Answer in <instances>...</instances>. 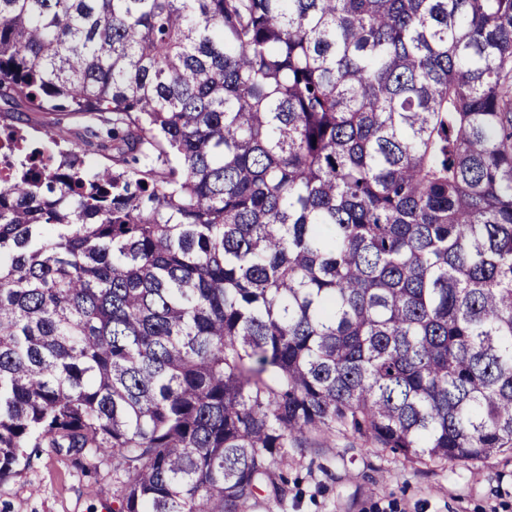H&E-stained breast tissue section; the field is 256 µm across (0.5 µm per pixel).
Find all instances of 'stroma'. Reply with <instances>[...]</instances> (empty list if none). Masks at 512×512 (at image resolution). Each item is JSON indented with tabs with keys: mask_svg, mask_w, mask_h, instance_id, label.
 <instances>
[{
	"mask_svg": "<svg viewBox=\"0 0 512 512\" xmlns=\"http://www.w3.org/2000/svg\"><path fill=\"white\" fill-rule=\"evenodd\" d=\"M278 473L285 512H512V456L471 464L412 463L362 440L312 438ZM120 487L109 458L30 448L0 482V512H104Z\"/></svg>",
	"mask_w": 512,
	"mask_h": 512,
	"instance_id": "obj_1",
	"label": "stroma"
}]
</instances>
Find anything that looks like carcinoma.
<instances>
[{"label": "carcinoma", "mask_w": 512, "mask_h": 512, "mask_svg": "<svg viewBox=\"0 0 512 512\" xmlns=\"http://www.w3.org/2000/svg\"><path fill=\"white\" fill-rule=\"evenodd\" d=\"M0 102L83 120L0 129V480L246 512L311 434L512 453V0H0ZM24 451L16 472L0 483V512H108L106 502L113 506L120 484L110 458L90 466L69 448Z\"/></svg>", "instance_id": "1"}]
</instances>
